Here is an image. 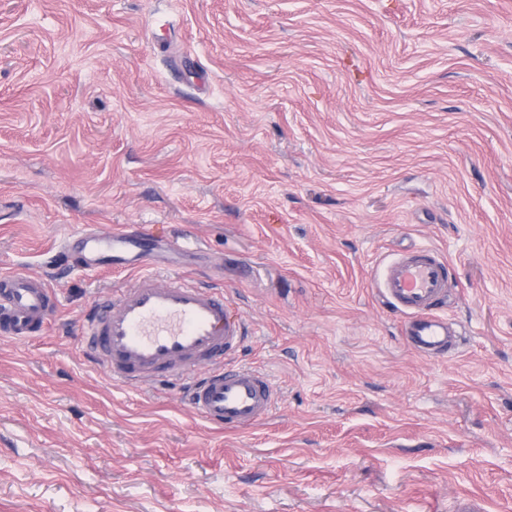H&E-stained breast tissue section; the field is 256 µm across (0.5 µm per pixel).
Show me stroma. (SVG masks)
Here are the masks:
<instances>
[{
  "mask_svg": "<svg viewBox=\"0 0 512 512\" xmlns=\"http://www.w3.org/2000/svg\"><path fill=\"white\" fill-rule=\"evenodd\" d=\"M148 225L111 273L66 248ZM438 250L447 356L376 277ZM223 288L272 413L221 429L79 334L142 266ZM0 512H512V0H0ZM54 311L42 277L21 271L0 272V334L28 339L48 325Z\"/></svg>",
  "mask_w": 512,
  "mask_h": 512,
  "instance_id": "obj_1",
  "label": "stroma"
}]
</instances>
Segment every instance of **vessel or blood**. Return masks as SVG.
<instances>
[{
	"label": "vessel or blood",
	"instance_id": "vessel-or-blood-1",
	"mask_svg": "<svg viewBox=\"0 0 512 512\" xmlns=\"http://www.w3.org/2000/svg\"><path fill=\"white\" fill-rule=\"evenodd\" d=\"M149 241L150 230L143 224L107 234L83 230L72 237L75 250L103 268L125 263L128 254L143 251ZM448 281L446 263L427 248L391 259L377 278L383 297L408 315L409 344L428 358L446 353L458 337L447 318L435 312ZM53 311L42 277L0 272V335L37 336ZM80 334L114 381L138 386L161 373L191 381L190 406L213 426L227 429L258 421L278 402L267 373L224 365L243 342L244 326L229 314L222 288L191 283L179 274L142 271L84 316Z\"/></svg>",
	"mask_w": 512,
	"mask_h": 512
}]
</instances>
